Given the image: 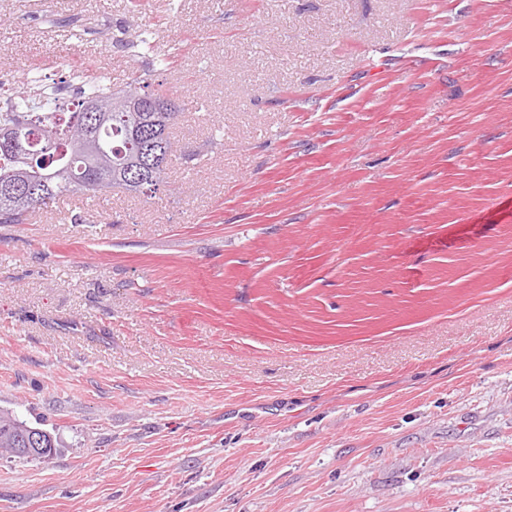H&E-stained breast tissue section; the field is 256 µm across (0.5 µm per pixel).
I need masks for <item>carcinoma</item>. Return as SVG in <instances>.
I'll return each mask as SVG.
<instances>
[{
    "instance_id": "1",
    "label": "carcinoma",
    "mask_w": 512,
    "mask_h": 512,
    "mask_svg": "<svg viewBox=\"0 0 512 512\" xmlns=\"http://www.w3.org/2000/svg\"><path fill=\"white\" fill-rule=\"evenodd\" d=\"M166 96L162 84L152 85L149 74L137 75L120 90L100 86L95 100L112 108L90 117L79 101L73 112L47 111L33 104L28 112H0V136L22 125L34 135L29 159L47 176L37 198L0 192V224H23L28 215L56 199L81 193L98 197L112 189L128 193L153 192L165 182L172 156L168 112H135L123 101L146 89ZM56 134L57 144L47 137ZM29 166L22 158L0 151V183L21 180ZM40 438L41 459L56 453L57 439L50 431L30 425L10 409L0 408V457L11 458L13 448H26L32 437Z\"/></svg>"
}]
</instances>
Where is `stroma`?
I'll use <instances>...</instances> for the list:
<instances>
[{"label": "stroma", "mask_w": 512, "mask_h": 512, "mask_svg": "<svg viewBox=\"0 0 512 512\" xmlns=\"http://www.w3.org/2000/svg\"><path fill=\"white\" fill-rule=\"evenodd\" d=\"M75 68L185 113L0 224V512H512V0H0ZM32 436L40 438L41 441H37L39 448H29V443L32 445ZM9 448H24V455L28 459L38 457L45 448L39 459L49 460L56 453L57 439L50 431L31 426L26 420L21 419L15 411L0 408L1 458L16 457Z\"/></svg>", "instance_id": "stroma-1"}]
</instances>
